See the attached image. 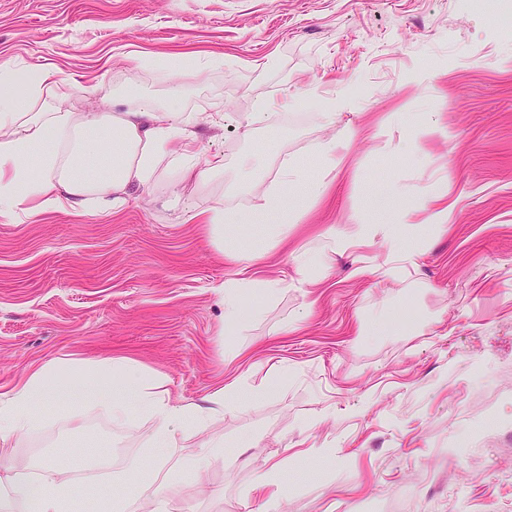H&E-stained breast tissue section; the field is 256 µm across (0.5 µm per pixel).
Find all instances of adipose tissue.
I'll use <instances>...</instances> for the list:
<instances>
[{
    "mask_svg": "<svg viewBox=\"0 0 512 512\" xmlns=\"http://www.w3.org/2000/svg\"><path fill=\"white\" fill-rule=\"evenodd\" d=\"M53 92L51 75L38 71L27 86L24 99L0 95V217L26 211L39 215L53 212H83L87 202L107 207L120 202L134 183L146 186L160 166L175 159L184 176L204 185L224 171V160L215 156L198 166L192 149V128L196 116L179 112L175 104L182 97L181 84L171 83L154 100L125 98L116 112H70L49 109ZM417 213L408 211L400 224L414 223ZM400 224H352L347 229H329L326 246L316 255L323 266H331L337 254L354 247L378 242L389 244L391 264L416 265L418 253L400 242ZM235 268L234 279L224 284V320L237 321L242 309L241 296L257 288L277 292L279 282L255 276V253L233 249L225 252ZM58 367L49 362L34 370L26 382L12 389L0 404V438L31 428L38 420V405L51 391L49 374ZM102 372L93 377L95 385L109 396L103 408L112 424L121 427L130 419L128 395L138 399L140 411L151 414L158 423L149 459L134 460L130 473L146 467H160L175 448L174 437L185 428H204L209 408L196 404L174 405L160 391L163 377L129 358L103 360ZM78 493L68 481L48 476L38 497H31L28 486L16 481L0 496V512H64Z\"/></svg>",
    "mask_w": 512,
    "mask_h": 512,
    "instance_id": "1",
    "label": "adipose tissue"
}]
</instances>
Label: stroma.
<instances>
[{
  "instance_id": "stroma-1",
  "label": "stroma",
  "mask_w": 512,
  "mask_h": 512,
  "mask_svg": "<svg viewBox=\"0 0 512 512\" xmlns=\"http://www.w3.org/2000/svg\"><path fill=\"white\" fill-rule=\"evenodd\" d=\"M180 54L196 66L142 65ZM35 64L59 88L75 75L98 86L57 97L74 112L179 81L197 161L223 156L224 173L201 187L164 168L105 211L0 218V395L51 360L132 357L163 375L171 403L201 406L232 377L258 387L280 370L268 399L177 434L146 487L174 512H262L252 485L281 460L285 512H512V33L493 13L471 0H0L9 94H25ZM270 101L277 125H248ZM347 129L356 136L328 167L320 147ZM248 153L263 164L245 184ZM291 164L326 194L297 186L287 209L255 211ZM439 202L447 231L403 230L423 251L416 267H391L375 244L317 270L320 287L301 284L292 253L323 246L328 228ZM216 206L245 216L259 275L287 283L272 299L246 295L257 316L237 328L220 299L235 270L194 219ZM40 411L0 440V479H71L111 458V479L86 482L73 512L122 494L157 428L137 410L113 428L95 395ZM218 441L203 474L189 473Z\"/></svg>"
}]
</instances>
